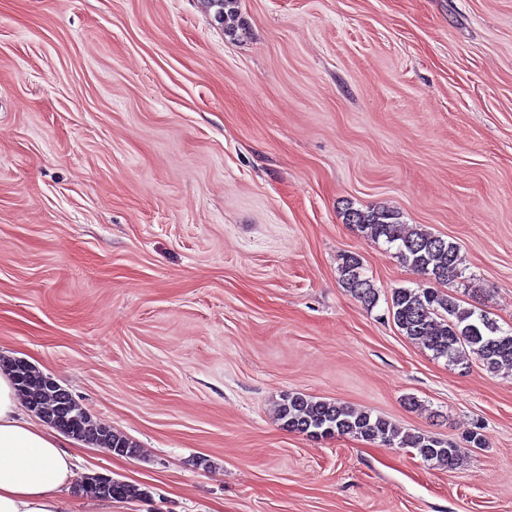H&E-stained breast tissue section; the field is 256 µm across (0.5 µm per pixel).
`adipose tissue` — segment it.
<instances>
[{
	"label": "adipose tissue",
	"instance_id": "obj_1",
	"mask_svg": "<svg viewBox=\"0 0 512 512\" xmlns=\"http://www.w3.org/2000/svg\"><path fill=\"white\" fill-rule=\"evenodd\" d=\"M73 476V455L25 413L11 375L0 370V512H66L59 491Z\"/></svg>",
	"mask_w": 512,
	"mask_h": 512
}]
</instances>
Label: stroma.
<instances>
[{
  "label": "stroma",
  "mask_w": 512,
  "mask_h": 512,
  "mask_svg": "<svg viewBox=\"0 0 512 512\" xmlns=\"http://www.w3.org/2000/svg\"><path fill=\"white\" fill-rule=\"evenodd\" d=\"M239 11L234 40L204 0H0V357L136 443H75L77 479L147 492L76 479L69 512H512V373L403 336L391 291L424 279L343 216L456 243L447 292L512 329V0ZM289 393L460 465L289 432ZM340 275L343 284L356 299L369 307L376 304L378 289L364 274L363 264L358 255L347 254L342 257ZM106 477V475L98 473L86 475L81 481V488L84 492L95 498L109 501L127 502L143 499L147 495V492L139 485L118 480H112L111 492L106 491L104 488V484L107 481Z\"/></svg>",
  "instance_id": "stroma-1"
}]
</instances>
